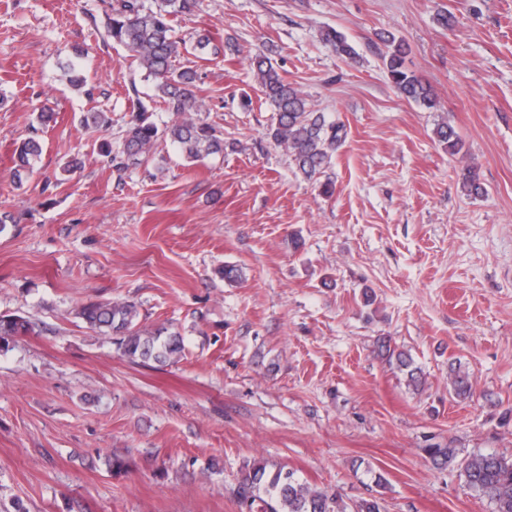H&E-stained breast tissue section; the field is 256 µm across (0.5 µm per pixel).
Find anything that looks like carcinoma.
<instances>
[{
	"instance_id": "obj_1",
	"label": "carcinoma",
	"mask_w": 512,
	"mask_h": 512,
	"mask_svg": "<svg viewBox=\"0 0 512 512\" xmlns=\"http://www.w3.org/2000/svg\"><path fill=\"white\" fill-rule=\"evenodd\" d=\"M197 4L198 0H153L148 7L142 0H115L110 4V13L106 14L108 36L138 61L144 78L154 82L165 111L174 117L160 125L141 105L131 111L118 151L126 168L140 165L160 140L170 142L189 162L224 153V137L209 123L194 117L200 111L194 92L196 70L174 67V62L187 53L197 59L218 53L207 34L198 35L190 47L176 35L172 17L193 12ZM324 39L337 54L350 59L357 56L343 32L331 28ZM386 43L388 50L383 63L399 94L427 109L436 108L437 98L431 87L405 65L406 43L392 34L387 36ZM252 65L261 91L273 107L267 135L290 153L306 179H315L330 166L333 154L345 141L344 124L311 109L302 92L280 75L266 54L255 55ZM435 134L448 152L456 154L462 149L450 123H439ZM41 154L39 141H22L14 151L16 174L32 170ZM78 315L90 328L112 337L116 351L133 363L152 361L166 365L184 354L182 335L163 326L151 330L141 327L138 307L133 302L90 300L80 307ZM31 330V322L22 316L0 315L3 342ZM380 352L389 363L406 371L408 385L415 387L421 382L419 368L412 366L403 352L392 349L389 341L381 342ZM450 390L461 400L472 396L467 375L458 369L452 370ZM425 452L432 465L441 469L456 462L459 449L431 445ZM461 475L470 489L494 506V512H512L511 458L473 453L461 463ZM235 497L245 512H383L382 498L378 496L362 498L350 507L337 493L313 490L295 472L282 468L273 471L265 464L245 467Z\"/></svg>"
}]
</instances>
